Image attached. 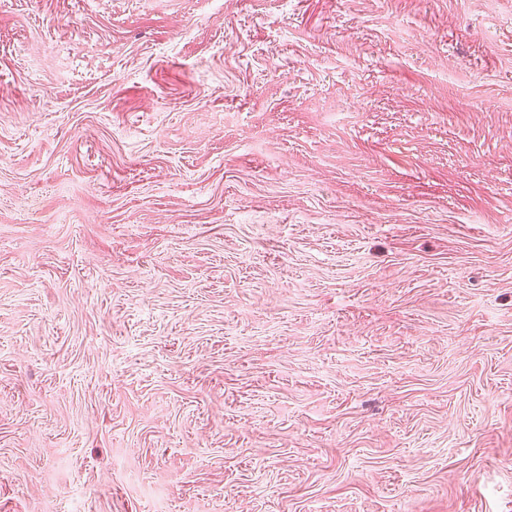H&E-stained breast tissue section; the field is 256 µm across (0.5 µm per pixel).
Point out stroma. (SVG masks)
Segmentation results:
<instances>
[{"label": "stroma", "mask_w": 512, "mask_h": 512, "mask_svg": "<svg viewBox=\"0 0 512 512\" xmlns=\"http://www.w3.org/2000/svg\"><path fill=\"white\" fill-rule=\"evenodd\" d=\"M0 512H512V0H0Z\"/></svg>", "instance_id": "35a3bbf8"}]
</instances>
